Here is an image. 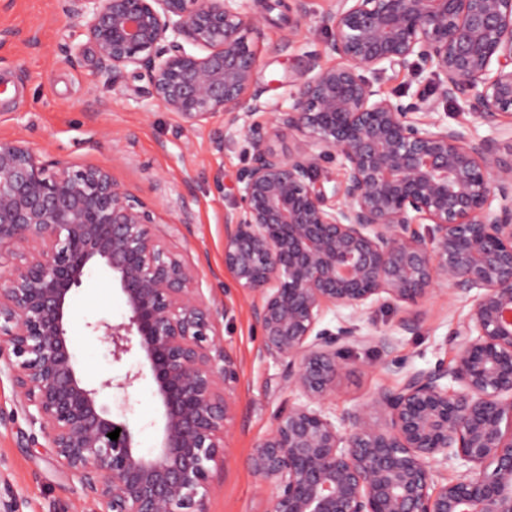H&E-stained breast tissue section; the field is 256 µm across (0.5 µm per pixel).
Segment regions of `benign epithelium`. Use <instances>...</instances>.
<instances>
[{"label": "benign epithelium", "instance_id": "benign-epithelium-1", "mask_svg": "<svg viewBox=\"0 0 512 512\" xmlns=\"http://www.w3.org/2000/svg\"><path fill=\"white\" fill-rule=\"evenodd\" d=\"M328 63L306 55L293 103L270 109L245 36L242 0H63L87 20L98 68L148 81L155 101L199 124H242L251 162L224 217V268L254 296L260 355L286 366L303 401L254 448L268 512H512V144L432 117L368 75L418 66L440 99L496 129L512 123V0H329ZM270 114L267 127L250 117ZM291 136L282 155L273 136ZM321 157L339 159L327 193ZM431 223L427 234L418 226ZM155 206L106 168L46 163L0 141V358L28 417L78 477L94 512H208L211 465L224 460L234 363L195 267L153 230ZM101 266L118 280L123 321L93 330L138 371L88 386L71 352L72 291ZM439 285L470 299L451 333L453 364L407 373L334 422L325 403L352 344L393 348L355 325L320 329L328 308L359 314L382 296L415 305ZM151 377L157 451L99 400ZM120 428L113 441L108 433ZM465 470L438 482L437 467Z\"/></svg>", "mask_w": 512, "mask_h": 512}]
</instances>
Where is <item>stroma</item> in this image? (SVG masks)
Here are the masks:
<instances>
[{"instance_id": "35a3bbf8", "label": "stroma", "mask_w": 512, "mask_h": 512, "mask_svg": "<svg viewBox=\"0 0 512 512\" xmlns=\"http://www.w3.org/2000/svg\"><path fill=\"white\" fill-rule=\"evenodd\" d=\"M327 7L328 0H311L310 14L299 20L290 18L286 0L275 6L247 0L248 11L260 19L259 30L248 35L251 43L269 46L288 29L298 33L288 52L260 58L258 86L269 106L288 108L307 52L328 53ZM84 29V19L63 13L61 0H0V139L25 141L46 161L111 169L121 185L155 203L158 234L182 223L174 245L199 262L205 299L219 312V341L238 376L230 394L234 419L225 439L227 453L212 470L209 512H267L270 491L248 459L300 396L285 382L281 364L260 357L262 336L251 314L252 298L224 268V216L235 207V178L250 160V143L240 133L216 151L211 139L224 127L223 114L188 123L149 95L147 79L111 78L89 54L70 59L68 49L87 42ZM469 310L466 297L443 288L407 310L375 303L356 317L357 323L362 333L392 336L394 347L354 349L325 405L327 413L343 418L378 390L396 387L406 373L451 363L455 348L448 334ZM125 314L117 281L104 269L92 270L73 295L70 319L72 352L89 383L137 371L138 352L113 360L109 345L92 330L93 323L118 322ZM405 318L414 321V330L401 328ZM99 399L135 427L142 453L158 449L160 408L151 379H141L125 394L101 391ZM34 432L8 362L1 359L0 503L13 504L17 512H92L78 478L58 465L46 441H31Z\"/></svg>"}]
</instances>
